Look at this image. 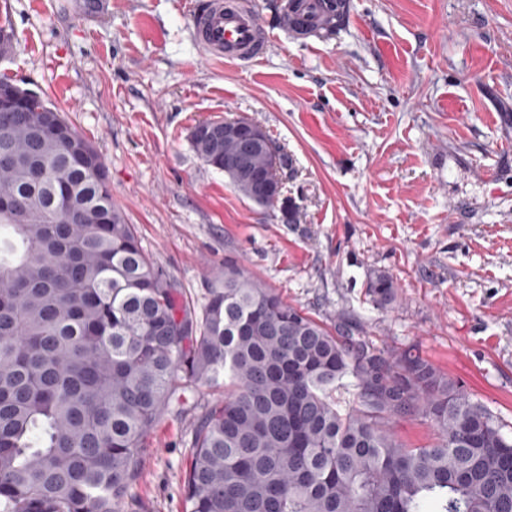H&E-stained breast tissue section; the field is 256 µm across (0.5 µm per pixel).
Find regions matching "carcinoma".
Wrapping results in <instances>:
<instances>
[{
	"instance_id": "carcinoma-1",
	"label": "carcinoma",
	"mask_w": 512,
	"mask_h": 512,
	"mask_svg": "<svg viewBox=\"0 0 512 512\" xmlns=\"http://www.w3.org/2000/svg\"><path fill=\"white\" fill-rule=\"evenodd\" d=\"M19 91L18 110H0V512H119L159 418L221 378L185 512H512V439L484 406L420 355L377 350L353 318L330 327L234 264L196 310L112 203L95 146ZM191 142L243 197L275 205L255 180L284 161L272 139L245 155L207 120ZM366 288L378 308L396 299L383 271ZM406 415L430 423L431 445L395 437Z\"/></svg>"
}]
</instances>
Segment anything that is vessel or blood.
Listing matches in <instances>:
<instances>
[{
    "instance_id": "b4317fda",
    "label": "vessel or blood",
    "mask_w": 512,
    "mask_h": 512,
    "mask_svg": "<svg viewBox=\"0 0 512 512\" xmlns=\"http://www.w3.org/2000/svg\"><path fill=\"white\" fill-rule=\"evenodd\" d=\"M204 57L242 66L260 61L272 42L249 0H185Z\"/></svg>"
}]
</instances>
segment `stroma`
<instances>
[{
  "mask_svg": "<svg viewBox=\"0 0 512 512\" xmlns=\"http://www.w3.org/2000/svg\"><path fill=\"white\" fill-rule=\"evenodd\" d=\"M0 0L4 75L98 149L151 260L202 306L225 263L317 320L364 323L484 405L512 438V0H349L334 35L274 37L244 67L203 58L181 0ZM244 117L287 156L274 208L193 150ZM397 298L372 306L373 273ZM162 415L119 512H185L194 419Z\"/></svg>",
  "mask_w": 512,
  "mask_h": 512,
  "instance_id": "stroma-1",
  "label": "stroma"
}]
</instances>
